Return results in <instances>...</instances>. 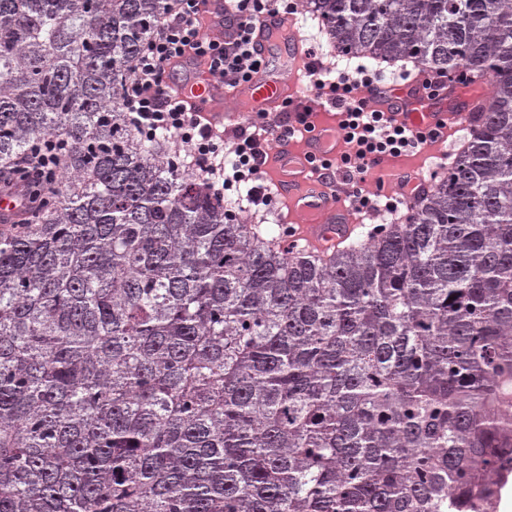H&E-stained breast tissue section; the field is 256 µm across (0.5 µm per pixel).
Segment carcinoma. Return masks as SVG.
I'll return each instance as SVG.
<instances>
[{
	"label": "carcinoma",
	"mask_w": 512,
	"mask_h": 512,
	"mask_svg": "<svg viewBox=\"0 0 512 512\" xmlns=\"http://www.w3.org/2000/svg\"><path fill=\"white\" fill-rule=\"evenodd\" d=\"M171 0H0V512H496L512 472V0H301L344 57L486 76L402 224L283 247L124 89ZM63 150L56 142L45 141L34 145L18 170L25 172L21 176H13L12 174L2 173L0 176V194L10 192L16 196L18 205L10 195H0V220L4 224L14 222L19 213L20 208L24 212H28L37 202V196L31 189V185L26 180L27 175L33 174L41 178L40 182L47 185H53L57 182L58 174L51 167L55 165L57 152ZM4 224L0 223V228Z\"/></svg>",
	"instance_id": "1"
}]
</instances>
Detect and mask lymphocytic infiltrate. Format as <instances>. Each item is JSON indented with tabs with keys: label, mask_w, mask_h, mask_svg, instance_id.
I'll return each instance as SVG.
<instances>
[{
	"label": "lymphocytic infiltrate",
	"mask_w": 512,
	"mask_h": 512,
	"mask_svg": "<svg viewBox=\"0 0 512 512\" xmlns=\"http://www.w3.org/2000/svg\"><path fill=\"white\" fill-rule=\"evenodd\" d=\"M204 2L174 0L142 49L125 89L126 120L145 140L165 135L182 150L185 170L203 178L216 196H223L227 187L237 183L244 185L251 202L268 205L273 196L264 179V167L272 130L266 114L261 112L247 120L239 127L232 148H225L220 135L190 112L184 102L172 98L164 76L172 59L189 54L205 63L226 85L249 81L261 66L252 45L253 24L260 15L277 9L278 0H229L233 33L226 40L203 34L199 15ZM371 82L366 75L333 79L315 66L308 86L314 97L335 104L338 130L345 145L340 157H320L312 164L319 170L343 169L349 195L362 207L371 203L363 185L372 160L381 155L396 157L429 141L423 132L397 124L385 113L369 107L359 90ZM58 150L55 142L34 145L21 166V175H0V191L14 195L22 210H30L37 196L27 177L33 174L43 183L55 184L58 174L53 165Z\"/></svg>",
	"instance_id": "1"
}]
</instances>
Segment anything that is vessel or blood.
I'll use <instances>...</instances> for the list:
<instances>
[{
  "mask_svg": "<svg viewBox=\"0 0 512 512\" xmlns=\"http://www.w3.org/2000/svg\"><path fill=\"white\" fill-rule=\"evenodd\" d=\"M211 33L225 38L230 28L224 25L223 0H207ZM296 19L272 12L254 26L253 46L261 58H269L278 46L288 52L276 70L260 67L252 78L234 87L217 82L207 67L192 57L174 61L168 68L169 85L178 99L188 103L193 112L211 128L224 127L238 120L240 112H265L277 116L280 125L271 141L270 160L266 166L272 183L288 209L289 222L299 224L303 250L310 255H325L356 232L352 210L344 202L345 188L334 175L314 169L310 160L323 155L335 156L341 137L328 116L329 104L318 100L305 102L299 94L302 78L304 40ZM485 79L475 77L467 83H442L435 72L424 71L401 86L373 84L363 89L369 104L398 123L412 129H428L437 138L448 130L470 125L477 114L486 111L489 102L481 95ZM295 105L292 112L282 110L284 99ZM234 102L236 112L225 111V102ZM313 109V132L305 134L302 144H295L290 131L299 127V108ZM371 185L380 194H401L405 205H412V188H428L419 165L388 157L377 158L371 166Z\"/></svg>",
  "mask_w": 512,
  "mask_h": 512,
  "instance_id": "1",
  "label": "vessel or blood"
}]
</instances>
